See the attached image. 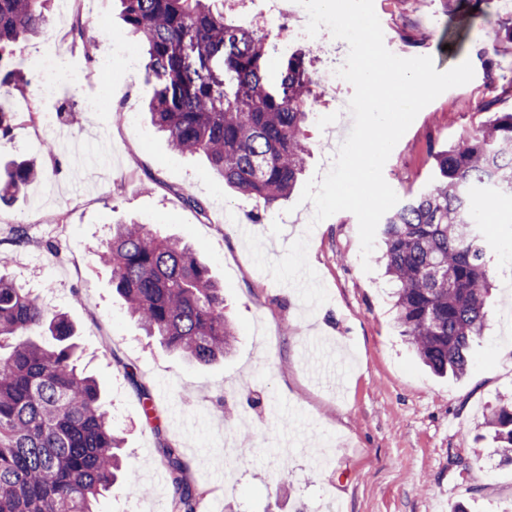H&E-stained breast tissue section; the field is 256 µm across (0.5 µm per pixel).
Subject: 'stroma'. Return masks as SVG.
Instances as JSON below:
<instances>
[{
  "instance_id": "35a3bbf8",
  "label": "stroma",
  "mask_w": 512,
  "mask_h": 512,
  "mask_svg": "<svg viewBox=\"0 0 512 512\" xmlns=\"http://www.w3.org/2000/svg\"><path fill=\"white\" fill-rule=\"evenodd\" d=\"M388 50L431 57L436 70L470 61L473 79L425 106L383 168L399 198L431 176L430 156L512 110V71L490 75L484 53L512 25V0H490L466 18L448 0H373ZM121 51L99 43L86 55L74 15L52 0L42 35L17 44L24 81L12 111L50 108L54 128L15 122L0 136V162L36 160L39 176L0 204V255L7 271L45 306L66 313L78 334V363L97 378L123 464L98 512H171L172 484L161 446L175 445L219 512H512V463L492 439L474 443L484 417L512 398V198L487 203L491 223L490 329L461 380L432 374L397 324L393 290L380 264L362 268L358 222L342 211L309 226L314 206L292 193L261 211L255 199L215 179L201 158L172 151L144 107L151 96L141 41L115 0L96 4ZM65 52L77 82L44 98L31 55ZM349 133L324 96L307 125L312 153L305 179L322 178L328 144ZM139 220L188 242L224 286L236 342L208 365L168 351L125 314L112 272L94 248L115 223ZM23 225L27 242L17 245ZM284 256L300 236L329 300L307 311L295 288L252 261L241 225Z\"/></svg>"
}]
</instances>
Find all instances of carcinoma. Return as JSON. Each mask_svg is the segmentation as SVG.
Segmentation results:
<instances>
[{"mask_svg":"<svg viewBox=\"0 0 512 512\" xmlns=\"http://www.w3.org/2000/svg\"><path fill=\"white\" fill-rule=\"evenodd\" d=\"M121 18L145 44L151 123L178 153L200 155L225 184L269 209L295 189L310 144L305 123L317 86L298 48L268 76L270 28L240 25L225 0H119ZM50 0H0V89L20 87L13 45L43 33ZM432 176L380 225L378 260L395 283L397 320L418 358L461 377L489 329L490 247L486 195L512 196V112L431 155ZM30 160L0 174V200L37 175ZM127 313L168 349L199 364L231 353L235 329L224 287L195 251L152 225L115 224L99 243ZM75 330L31 291L0 273V512H96L120 469V439L98 383L73 360ZM484 428L512 458V404ZM163 455L172 512H198L201 493L178 449Z\"/></svg>","mask_w":512,"mask_h":512,"instance_id":"obj_1","label":"carcinoma"}]
</instances>
